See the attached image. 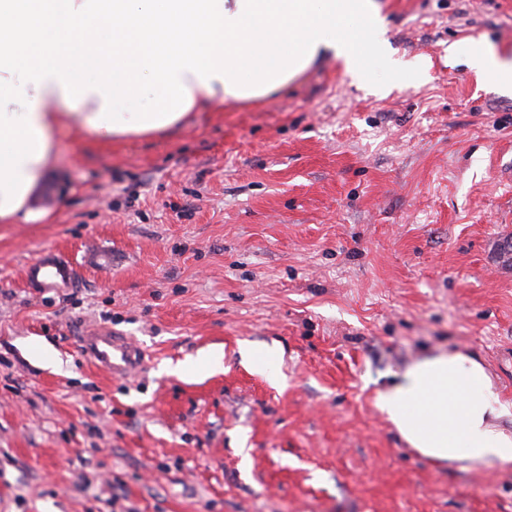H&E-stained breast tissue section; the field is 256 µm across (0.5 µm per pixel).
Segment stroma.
Masks as SVG:
<instances>
[{"instance_id":"obj_1","label":"stroma","mask_w":512,"mask_h":512,"mask_svg":"<svg viewBox=\"0 0 512 512\" xmlns=\"http://www.w3.org/2000/svg\"><path fill=\"white\" fill-rule=\"evenodd\" d=\"M380 2L407 70L317 64L156 137L63 139L50 218L0 224V512H512L511 470L432 462L374 405L442 349L512 403V89L467 62L512 57V0ZM49 248L74 287L25 286ZM99 326L136 374L78 359ZM224 352L221 350H212L197 357L188 358L174 367H169L168 371L178 377H183L191 373L217 370L223 367Z\"/></svg>"}]
</instances>
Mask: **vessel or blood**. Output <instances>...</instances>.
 Returning a JSON list of instances; mask_svg holds the SVG:
<instances>
[{"label":"vessel or blood","mask_w":512,"mask_h":512,"mask_svg":"<svg viewBox=\"0 0 512 512\" xmlns=\"http://www.w3.org/2000/svg\"><path fill=\"white\" fill-rule=\"evenodd\" d=\"M25 278L33 288L66 286L75 283L76 269L59 252L47 250L26 266ZM77 349L84 360L115 377L127 376L143 363L138 347L108 327L81 336Z\"/></svg>","instance_id":"b4317fda"}]
</instances>
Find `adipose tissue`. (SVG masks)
Returning a JSON list of instances; mask_svg holds the SVG:
<instances>
[{"instance_id":"ef3b65f1","label":"adipose tissue","mask_w":512,"mask_h":512,"mask_svg":"<svg viewBox=\"0 0 512 512\" xmlns=\"http://www.w3.org/2000/svg\"><path fill=\"white\" fill-rule=\"evenodd\" d=\"M377 0H0V223L45 219L58 136L106 145L165 132L201 106L254 102L329 57L364 79L383 55ZM470 64L512 88V60L477 42ZM422 456L512 468V416L484 365L426 356L375 398Z\"/></svg>"}]
</instances>
